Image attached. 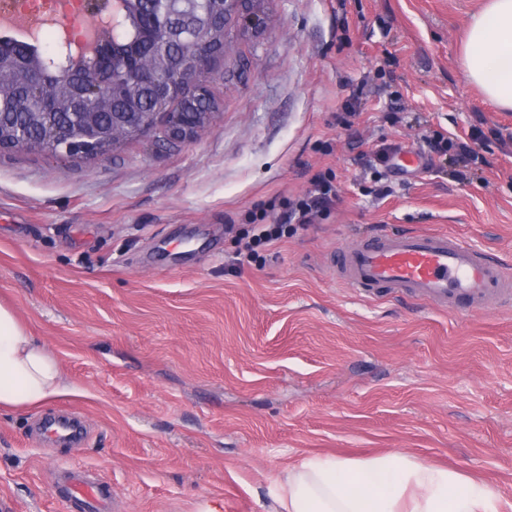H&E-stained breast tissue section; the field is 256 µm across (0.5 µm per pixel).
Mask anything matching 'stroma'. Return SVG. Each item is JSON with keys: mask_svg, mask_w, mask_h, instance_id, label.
<instances>
[{"mask_svg": "<svg viewBox=\"0 0 512 512\" xmlns=\"http://www.w3.org/2000/svg\"><path fill=\"white\" fill-rule=\"evenodd\" d=\"M483 5L259 0L265 29L226 26L202 77L217 107L190 141L151 130L88 159L0 152V302L79 388L0 413L12 512H65L49 492L64 464L104 477L112 512H267L301 457L388 452L487 482L512 512V301L451 312L358 292L334 267L389 230L452 234L512 269V111L460 58ZM475 127L464 163L425 142ZM386 147L417 164L369 166ZM316 173L332 205L238 261L246 214L285 210ZM59 413L83 418L81 445L40 434Z\"/></svg>", "mask_w": 512, "mask_h": 512, "instance_id": "obj_1", "label": "stroma"}]
</instances>
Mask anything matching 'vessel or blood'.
Segmentation results:
<instances>
[{
  "instance_id": "1",
  "label": "vessel or blood",
  "mask_w": 512,
  "mask_h": 512,
  "mask_svg": "<svg viewBox=\"0 0 512 512\" xmlns=\"http://www.w3.org/2000/svg\"><path fill=\"white\" fill-rule=\"evenodd\" d=\"M337 268L348 287L395 294L444 305L483 304L512 299V274L485 250L446 233L386 231L336 254ZM50 489L64 505L84 512H108L112 487L101 478L62 466Z\"/></svg>"
}]
</instances>
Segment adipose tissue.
I'll return each mask as SVG.
<instances>
[{
	"instance_id": "adipose-tissue-1",
	"label": "adipose tissue",
	"mask_w": 512,
	"mask_h": 512,
	"mask_svg": "<svg viewBox=\"0 0 512 512\" xmlns=\"http://www.w3.org/2000/svg\"><path fill=\"white\" fill-rule=\"evenodd\" d=\"M468 80L512 110V0H485L469 21ZM57 357L0 303V411L34 410L75 394ZM274 512H499V492L406 455L306 457L274 482Z\"/></svg>"
}]
</instances>
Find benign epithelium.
<instances>
[{"label": "benign epithelium", "instance_id": "7a95c632", "mask_svg": "<svg viewBox=\"0 0 512 512\" xmlns=\"http://www.w3.org/2000/svg\"><path fill=\"white\" fill-rule=\"evenodd\" d=\"M195 0H151L156 8L151 17L154 24L164 25L165 34L172 40H187L193 44L195 64L187 68L181 61L165 60L161 70H153L148 75L149 82L162 93L172 98L191 96L199 92V77L210 69L216 52L208 49L207 33L211 23L207 14L194 6ZM254 0H224V21L237 19L243 28L258 31L265 25V18L253 7ZM126 2L112 0L110 8L105 12L108 27L117 30L121 27ZM29 44L25 38H13L9 43L13 52L4 54V45L0 44V69L5 62L15 66L28 65ZM45 71L36 70L32 74L31 86L35 95L28 104L44 109L50 108V102L43 93ZM73 122L65 126L60 134L48 147V153L55 156H71L80 154L88 157L100 154L101 131L93 122V113L74 112ZM165 117V139L181 142L192 138L210 119L209 112H140L136 109L129 112L112 113V141L139 136L152 129L159 117Z\"/></svg>", "mask_w": 512, "mask_h": 512}]
</instances>
